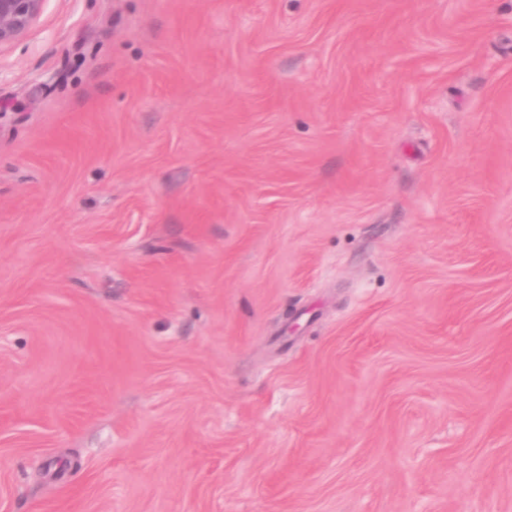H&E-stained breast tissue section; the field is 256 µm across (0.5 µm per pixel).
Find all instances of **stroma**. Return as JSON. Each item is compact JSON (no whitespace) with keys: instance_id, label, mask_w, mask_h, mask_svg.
Returning <instances> with one entry per match:
<instances>
[{"instance_id":"1","label":"stroma","mask_w":512,"mask_h":512,"mask_svg":"<svg viewBox=\"0 0 512 512\" xmlns=\"http://www.w3.org/2000/svg\"><path fill=\"white\" fill-rule=\"evenodd\" d=\"M0 512H512V0L0 46Z\"/></svg>"}]
</instances>
